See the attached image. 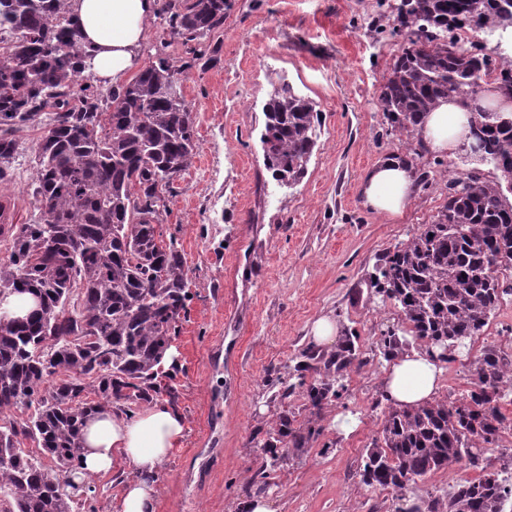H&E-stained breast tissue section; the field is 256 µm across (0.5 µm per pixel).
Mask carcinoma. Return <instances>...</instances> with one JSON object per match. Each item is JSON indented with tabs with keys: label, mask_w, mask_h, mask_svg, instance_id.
<instances>
[{
	"label": "carcinoma",
	"mask_w": 512,
	"mask_h": 512,
	"mask_svg": "<svg viewBox=\"0 0 512 512\" xmlns=\"http://www.w3.org/2000/svg\"><path fill=\"white\" fill-rule=\"evenodd\" d=\"M170 33L184 43L224 22V0H168ZM399 26L409 32L379 100L394 130L416 134L422 116L443 98L478 96L495 76L512 91V58L477 53L448 38L466 26L503 38L512 4L497 0H400ZM11 39L0 61V164L19 151L15 133L49 115L34 149L33 194L43 219L0 225L10 256L0 264V293L37 296L24 324L0 316V512H99L96 486L66 477L81 467V431L114 404L125 413L171 385L156 379L178 333L189 297L188 273L174 232L160 224L164 193L199 150L182 94L186 66L166 57L116 92L103 93L80 65L83 49L70 0H0V30ZM262 138L273 177L292 186L317 145L321 113L289 84L264 107ZM491 180L468 173L448 180V202L436 219L376 264V293L401 322L381 334L379 355L391 362L412 348L451 363L484 335L512 282L494 277L512 265V115L476 112ZM364 364L360 337L334 350L307 348L286 366V399L302 392L308 413L268 425L260 448L266 478L321 432L323 409L340 399L344 380ZM474 386L450 400L393 406L366 450L362 482L397 493L395 512H506L512 486L490 470L486 451L512 436V351L492 343L471 359ZM30 439L36 448L23 447ZM458 466L479 471L448 494H416L428 474Z\"/></svg>",
	"instance_id": "1"
}]
</instances>
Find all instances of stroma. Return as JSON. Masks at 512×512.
I'll use <instances>...</instances> for the list:
<instances>
[{"label":"stroma","instance_id":"stroma-1","mask_svg":"<svg viewBox=\"0 0 512 512\" xmlns=\"http://www.w3.org/2000/svg\"><path fill=\"white\" fill-rule=\"evenodd\" d=\"M400 0H228L223 24L186 44L164 17L150 22L142 64L164 55L187 65L183 95L195 120L199 151L166 195L165 228L178 232L192 299L173 340L174 403L188 433L161 466L159 512H242L245 487L262 464L259 441L285 411H301V394L282 397L275 372L309 348L318 317L355 331L366 362L351 373L342 398L325 409L322 432L300 455L272 471L263 493L275 512H394L388 491L365 486L361 459L381 429L385 365L373 350L397 311L370 290L379 256L432 223L448 200L450 175L479 170L462 157L413 152L392 131L379 105L391 67L407 44L395 22ZM288 82L322 114L320 140L294 188L266 168L260 136L274 84ZM39 125L17 134L23 149L0 171V200L12 221L41 217L29 151ZM399 155L415 167L416 195L389 221L361 204L365 170ZM236 336L224 375L208 374L216 338ZM222 398V444L206 470L184 486L196 450ZM351 416L340 435L337 414Z\"/></svg>","mask_w":512,"mask_h":512}]
</instances>
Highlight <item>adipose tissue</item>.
<instances>
[{
    "label": "adipose tissue",
    "mask_w": 512,
    "mask_h": 512,
    "mask_svg": "<svg viewBox=\"0 0 512 512\" xmlns=\"http://www.w3.org/2000/svg\"><path fill=\"white\" fill-rule=\"evenodd\" d=\"M72 10L86 72L122 89L140 66L139 49L158 10L157 0H72ZM478 106L512 112V98L494 82L478 100L441 101L423 115L418 127L426 149L448 156L464 152L471 142L470 113ZM415 193L414 167L396 158L378 161L361 178L362 205L392 221L404 215ZM441 375L439 363L425 351L410 350L392 363L382 381L383 398L395 407L433 401ZM186 430L183 412L167 402H155L131 418L114 407L100 411L83 429L80 476L117 477V512H158L160 467L182 443Z\"/></svg>",
    "instance_id": "ef3b65f1"
}]
</instances>
